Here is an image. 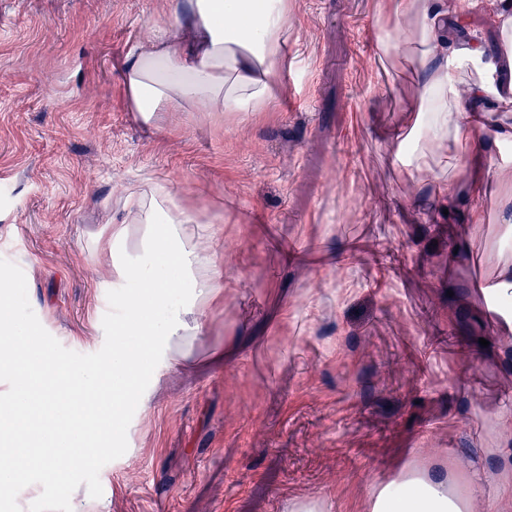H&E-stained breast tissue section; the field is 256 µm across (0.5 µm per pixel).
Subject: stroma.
I'll return each mask as SVG.
<instances>
[{
    "label": "stroma",
    "mask_w": 512,
    "mask_h": 512,
    "mask_svg": "<svg viewBox=\"0 0 512 512\" xmlns=\"http://www.w3.org/2000/svg\"><path fill=\"white\" fill-rule=\"evenodd\" d=\"M170 2L0 0V268L20 271L18 321L67 360L111 353L99 246L148 177L217 224L226 288L191 357L150 364L122 451L74 485L18 482L12 512H373L386 477L496 512L512 445H493L487 415L512 405V365L481 263L448 274L467 225L394 161L417 65L379 73V0H291L268 110L146 128L118 64L170 31ZM448 9L497 53L482 0Z\"/></svg>",
    "instance_id": "obj_1"
}]
</instances>
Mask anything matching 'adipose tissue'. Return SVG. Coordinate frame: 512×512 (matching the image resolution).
<instances>
[{
  "label": "adipose tissue",
  "mask_w": 512,
  "mask_h": 512,
  "mask_svg": "<svg viewBox=\"0 0 512 512\" xmlns=\"http://www.w3.org/2000/svg\"><path fill=\"white\" fill-rule=\"evenodd\" d=\"M288 0H176L173 22L187 34L149 38L122 61L126 108L145 125L156 112H255L268 106L288 42ZM392 34L378 42L376 62L393 70L399 55L414 58L415 105L399 131L396 158L408 176L434 173V196L455 210L448 182L460 164L469 177L464 220L472 251L487 218L477 202L492 186L512 184V163L491 166L476 144L512 142V53L487 57L478 41L448 36L454 20L447 0H388L380 16ZM470 69L463 88L456 71ZM469 111H459L460 102ZM124 216L103 249L112 260V333L119 341L107 358L75 364L19 324L0 275V487L31 479L43 485L73 482L119 443L127 404L140 402L151 360L179 363L204 329V316L224 300L223 264L215 228L182 202L168 180L147 179L122 200ZM143 236L136 253L126 244L132 225ZM486 291L509 315L496 334L512 348V253L485 261ZM135 332L129 344L123 337ZM390 512H460L435 489L411 482L389 498Z\"/></svg>",
  "instance_id": "obj_1"
}]
</instances>
